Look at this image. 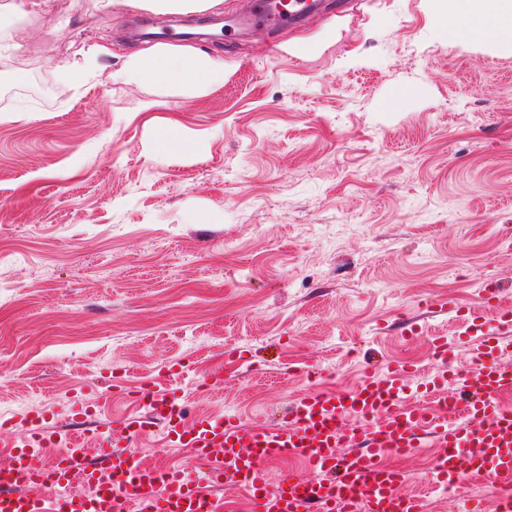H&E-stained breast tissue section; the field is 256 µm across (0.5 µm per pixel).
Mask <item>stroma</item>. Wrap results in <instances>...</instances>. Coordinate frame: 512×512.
I'll return each mask as SVG.
<instances>
[{"mask_svg": "<svg viewBox=\"0 0 512 512\" xmlns=\"http://www.w3.org/2000/svg\"><path fill=\"white\" fill-rule=\"evenodd\" d=\"M142 19L187 21L61 0L0 27V418L70 425L85 382L182 360L224 373L185 375L190 412L262 423L305 367L330 390L431 370L458 327L426 301L482 309L489 278L512 300V50L438 35L432 0H365L267 39L196 28L224 83L187 96L113 82ZM95 42L111 56L67 86ZM171 127L190 151L158 149ZM499 494L469 481L431 512Z\"/></svg>", "mask_w": 512, "mask_h": 512, "instance_id": "1", "label": "stroma"}]
</instances>
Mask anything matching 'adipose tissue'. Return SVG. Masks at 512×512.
I'll return each mask as SVG.
<instances>
[{
  "instance_id": "obj_1",
  "label": "adipose tissue",
  "mask_w": 512,
  "mask_h": 512,
  "mask_svg": "<svg viewBox=\"0 0 512 512\" xmlns=\"http://www.w3.org/2000/svg\"><path fill=\"white\" fill-rule=\"evenodd\" d=\"M439 33L462 41L512 47V0H437ZM125 85L165 86L202 94L224 82V59L206 51L159 44L128 56L116 73Z\"/></svg>"
}]
</instances>
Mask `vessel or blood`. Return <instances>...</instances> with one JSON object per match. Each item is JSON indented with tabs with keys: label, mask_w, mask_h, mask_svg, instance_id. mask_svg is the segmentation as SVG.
<instances>
[{
	"label": "vessel or blood",
	"mask_w": 512,
	"mask_h": 512,
	"mask_svg": "<svg viewBox=\"0 0 512 512\" xmlns=\"http://www.w3.org/2000/svg\"><path fill=\"white\" fill-rule=\"evenodd\" d=\"M352 0H252L242 13L226 18L224 35H264L288 26H306L327 8H351ZM497 323L485 325L477 311L456 303L442 311L460 328L456 339H431V374L406 364L376 374L358 385L328 391L306 386L289 405L280 424L249 426L233 414L180 417L177 386L186 365L175 362L130 392L134 414L101 424L93 431L99 463H90L74 438H61L44 416L27 414L1 425L18 432L0 462V512H223L215 485L245 482L253 512H428L427 501L403 492L408 475L388 466L386 453L410 454L433 436L441 453L430 478L459 485L473 473L512 487V408L501 403L512 391V307L500 301L496 280L481 286ZM471 356L457 362L460 349ZM121 381L109 380L93 404L77 401L76 415L102 412ZM160 429L165 441L202 462L193 475L182 469L148 466L134 454L140 435ZM65 444L51 465L34 451ZM348 456H339V449ZM288 454L306 461L311 477L286 476L270 486L262 461ZM94 487L91 495L65 494L73 479Z\"/></svg>",
	"instance_id": "vessel-or-blood-1"
}]
</instances>
